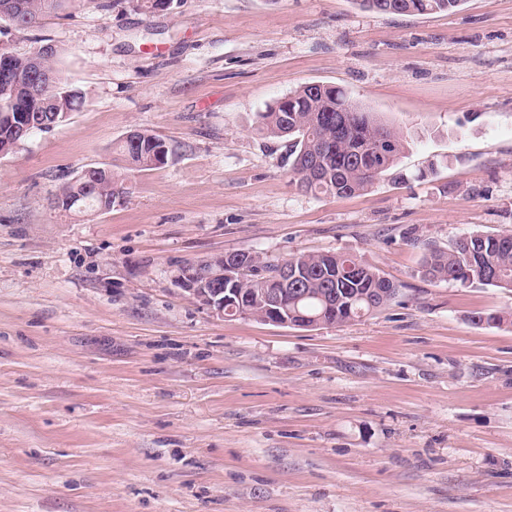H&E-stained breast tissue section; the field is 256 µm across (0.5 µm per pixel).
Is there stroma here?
<instances>
[{
  "instance_id": "stroma-1",
  "label": "stroma",
  "mask_w": 512,
  "mask_h": 512,
  "mask_svg": "<svg viewBox=\"0 0 512 512\" xmlns=\"http://www.w3.org/2000/svg\"><path fill=\"white\" fill-rule=\"evenodd\" d=\"M110 1L0 21L15 54L55 43L85 95L0 157V512H512V325L471 321L512 291L420 273L427 245L512 233V0ZM312 83L403 133L406 184L292 183L287 141L254 127ZM133 129L165 165L127 167ZM104 164L125 176L109 210L55 207ZM242 249L352 254L401 292L301 328L175 285ZM461 2V0H357L359 6L364 10L398 15L451 12Z\"/></svg>"
}]
</instances>
